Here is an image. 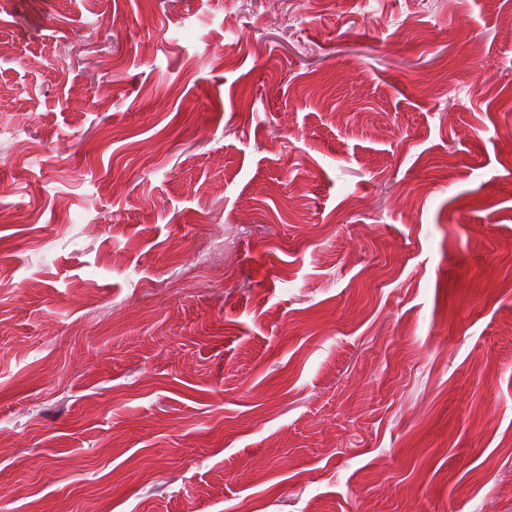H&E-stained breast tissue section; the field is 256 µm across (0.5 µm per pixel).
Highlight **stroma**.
<instances>
[{
	"label": "stroma",
	"instance_id": "1",
	"mask_svg": "<svg viewBox=\"0 0 512 512\" xmlns=\"http://www.w3.org/2000/svg\"><path fill=\"white\" fill-rule=\"evenodd\" d=\"M290 2L0 0V512H512V0ZM204 266L213 271H221L222 266L213 265L204 255L197 253L192 263H186L178 267L164 281L148 280L144 281L140 288L143 292H150L155 288H174L176 284L181 282L183 285H192L199 288V284L203 287L206 282L199 281L200 275L196 272L197 268Z\"/></svg>",
	"mask_w": 512,
	"mask_h": 512
}]
</instances>
